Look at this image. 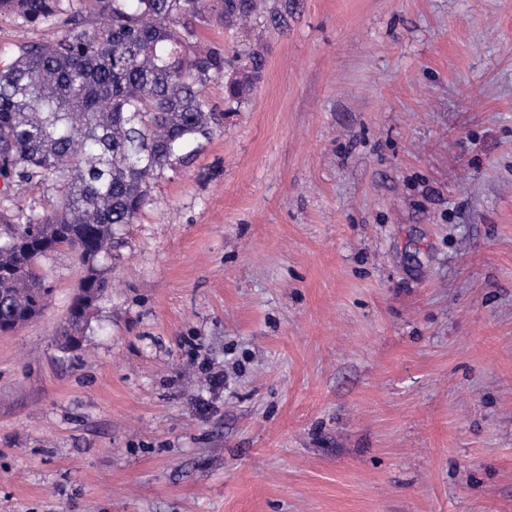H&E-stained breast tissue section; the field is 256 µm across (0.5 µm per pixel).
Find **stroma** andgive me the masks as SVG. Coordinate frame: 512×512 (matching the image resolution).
Segmentation results:
<instances>
[{
  "label": "stroma",
  "instance_id": "obj_1",
  "mask_svg": "<svg viewBox=\"0 0 512 512\" xmlns=\"http://www.w3.org/2000/svg\"><path fill=\"white\" fill-rule=\"evenodd\" d=\"M262 80L0 334V512H512V0H301ZM223 386H214L215 374Z\"/></svg>",
  "mask_w": 512,
  "mask_h": 512
}]
</instances>
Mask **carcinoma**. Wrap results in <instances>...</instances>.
Returning <instances> with one entry per match:
<instances>
[{"label":"carcinoma","instance_id":"carcinoma-1","mask_svg":"<svg viewBox=\"0 0 512 512\" xmlns=\"http://www.w3.org/2000/svg\"><path fill=\"white\" fill-rule=\"evenodd\" d=\"M206 0H0V15L26 25L61 26L51 39L0 46V192L23 184L57 191L51 213L17 207L0 217V323L20 328L43 312L52 286L40 261L61 249L84 267L89 302L74 301L64 335L82 333L107 290L104 256H120L116 227L133 224L150 183L187 163L189 148L224 127L206 94L225 78L227 111L245 105L266 57L251 46L229 56L209 48L192 57V19ZM295 0H213L232 30L258 18L288 26Z\"/></svg>","mask_w":512,"mask_h":512}]
</instances>
